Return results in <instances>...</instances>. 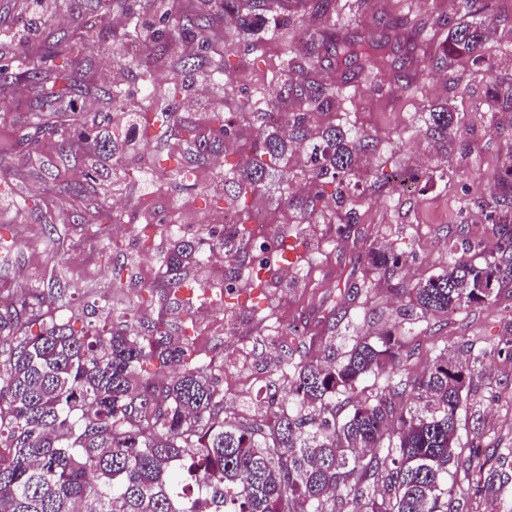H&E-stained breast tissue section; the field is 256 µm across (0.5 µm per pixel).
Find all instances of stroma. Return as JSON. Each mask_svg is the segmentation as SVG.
<instances>
[{
	"mask_svg": "<svg viewBox=\"0 0 512 512\" xmlns=\"http://www.w3.org/2000/svg\"><path fill=\"white\" fill-rule=\"evenodd\" d=\"M141 2L64 0L46 14L33 42L64 43L93 21L120 35L129 30L130 19H139V37L149 47L126 69L121 93L139 103L150 120L157 109H170L178 122L207 129L225 99L258 88L278 94L284 46L272 32L234 38L228 48L223 21L213 19L205 34L204 71L190 78L177 58L147 62V54L160 50L148 27L158 15ZM359 2L338 0L337 27L379 35L391 18L405 15L432 24L448 11V0H371L367 8ZM490 43L498 49L496 72L503 87H510L512 0H497ZM225 61L234 78L229 89L221 81ZM118 63L110 53L96 55L81 74L82 90L74 94L85 101L86 111L54 113L50 130L38 118V85L16 78L0 87V243L8 248L0 255V305L24 300L35 308L48 306L79 325L160 319L177 328L186 311H198V288L218 294L225 280L205 267L193 277L194 290L181 294L179 302L169 301L158 287L160 262L171 242L168 226L180 221L184 235L209 239L212 215L227 207L224 174L250 163L251 146L265 126L252 114H240L217 156L193 166L196 178L188 181L174 174L173 161L165 157L178 138V123H167L153 133L147 156L116 154L88 201L61 200L54 191L56 165L69 160L68 174L77 179L98 152L92 142L78 149L64 146L61 132L107 111L100 92L111 87ZM395 80L388 70L377 76L375 91L349 95L342 118L384 144L381 156L360 157L361 180H371L377 166H398L399 147L409 141L425 172L412 193L364 194L357 224L342 236L332 224L294 223L292 211L276 204L273 189L248 195L252 217L300 253L294 274L279 271L258 285L243 282L229 302L235 324L227 334L217 336L200 325L187 333L219 380L225 416L260 424L272 423L279 407L287 406L290 365L323 359L331 344L341 352L355 338L398 328L408 352L401 371L406 379L425 373L443 352L479 359L458 414L459 442L465 449L478 445L474 467L493 468L512 479V282H504L496 298L444 316L406 310L408 287L453 258L480 262L501 246L500 227L485 220L481 206L512 165V112L485 111V82L478 75H463L457 91L446 73L428 69L417 76L413 95L394 93ZM442 101L459 112L460 120L447 142L437 145L420 133L419 116ZM150 194L157 198L156 221L148 226L142 201ZM380 243L402 257L394 279L368 268L366 250ZM54 282L65 289L56 299L49 295ZM455 488L464 492L468 512H512V482L488 496L461 472Z\"/></svg>",
	"mask_w": 512,
	"mask_h": 512,
	"instance_id": "obj_1",
	"label": "stroma"
}]
</instances>
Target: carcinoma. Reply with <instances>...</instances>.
Wrapping results in <instances>:
<instances>
[{
  "instance_id": "carcinoma-1",
  "label": "carcinoma",
  "mask_w": 512,
  "mask_h": 512,
  "mask_svg": "<svg viewBox=\"0 0 512 512\" xmlns=\"http://www.w3.org/2000/svg\"><path fill=\"white\" fill-rule=\"evenodd\" d=\"M209 8L192 18L170 19L160 38L170 46L201 40L214 11L234 35L250 34L269 22L273 0H207ZM310 17L328 20L334 0H300ZM451 13L439 19L447 30L438 50L421 63L446 70L453 85L473 68L488 80L489 112H512V91L494 77L495 53L488 48L492 0H449ZM426 23L394 18L389 33L342 34L336 24L301 48L285 53L281 65L285 97L298 104L288 111L246 93L235 112L261 116L271 124L265 138L252 146V163L227 172L225 192L239 204L246 195L275 181L280 196L304 224L323 211L324 186L339 221L354 223L362 196L354 182L356 156L379 150V140L362 130L330 123L313 132L314 119L341 111L347 84L329 87L318 79L323 63L343 74L363 77L372 88L376 73L400 66L397 88L410 91L418 65L401 56L403 46L427 42ZM131 39L116 38L94 25L67 42L61 52L24 49L18 67L5 64L0 81L17 76L41 84L54 75L41 108L48 112L72 89L69 66L95 50L127 58ZM459 122L448 104L426 113V135L448 140ZM110 113L65 133L68 142L89 138L117 149L109 127ZM218 129L205 134L192 124L181 137L194 162L223 144L234 115L217 119ZM304 143L315 167L310 189L288 195L292 178L288 141ZM418 174L398 167L374 181L394 197L402 196ZM250 215L240 214L235 227L212 235L208 249H219L236 264L252 261L241 247ZM368 263L391 278L400 257L383 247H369ZM206 260L202 242L177 236L162 265L165 293L177 297L191 273ZM512 278V240L498 253L475 263L460 257L410 289L415 308L424 315H444L491 299ZM405 351L401 334L356 338L341 356L298 363L289 372L292 403L273 424L224 418L211 368L200 363L183 337H174L161 320L107 328L74 323L50 310L36 314L26 303L0 306V512H336V494H345L352 512H461L449 478L451 468L471 458L458 452V412L476 364L441 354L408 386L382 395L360 397L362 384L385 370L401 371Z\"/></svg>"
}]
</instances>
